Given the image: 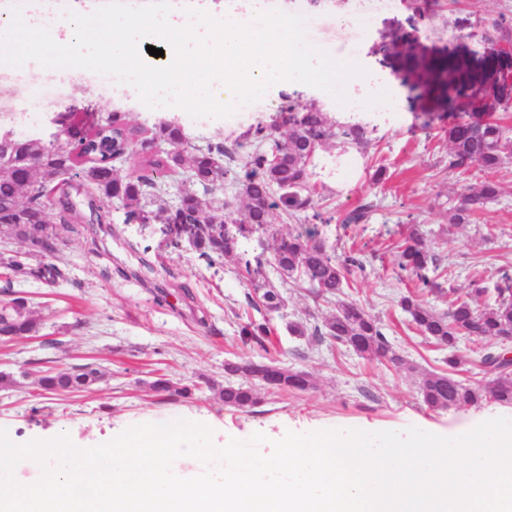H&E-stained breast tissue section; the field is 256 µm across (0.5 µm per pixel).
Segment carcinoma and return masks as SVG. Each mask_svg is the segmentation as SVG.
<instances>
[{
	"label": "carcinoma",
	"mask_w": 512,
	"mask_h": 512,
	"mask_svg": "<svg viewBox=\"0 0 512 512\" xmlns=\"http://www.w3.org/2000/svg\"><path fill=\"white\" fill-rule=\"evenodd\" d=\"M469 36L480 37L484 45L481 57L466 55L428 57L409 49L414 33L399 31L393 40L378 46V52L390 58L411 84L417 96L429 97L438 112L421 114L424 128L434 126L448 113V169L467 171L474 168L486 177L477 187L448 198V228L470 222L476 206L493 202L500 196V185L490 174L512 162V128L503 125L486 112L482 103L489 90L497 89L501 99L495 111L512 110V61L502 64L499 49L512 44V27L494 21ZM285 116L267 124L258 122L253 137L254 147L241 156L239 146L209 141L203 146L188 145L183 127L166 121L151 127L131 124L124 112H114L103 123L109 128L107 137L112 147H98L102 129L91 127L88 135L76 142L58 141L47 146L22 136L0 162V232L6 239L21 243L30 237L42 241L44 257L57 253L59 229L73 231L68 222L67 206L51 213L49 188L65 180L74 167L101 206L118 201L125 211L127 224H173L186 235L189 244L210 267L233 258L244 266L243 278L250 292L248 305L265 313L276 312L283 298L263 275L265 265L273 266L282 280L291 279L307 285L316 299L330 300L348 287L347 275L353 268H364L361 253L350 251L336 258L326 239L312 230L282 235L272 224L273 211L282 209L294 216L313 208L314 186L311 166L317 151L336 139L360 152L368 149L373 130L362 122L332 119L313 104L288 101L282 109ZM243 163L245 173L231 182L240 206L234 210L224 201L204 202L193 187L208 192L224 187L231 175V163ZM170 176L182 186L180 209L172 212L155 200L154 176ZM225 224L247 227L251 233L269 236L274 247L269 257L254 259L239 252V245L225 238L215 239L212 232ZM439 255L416 231H411L399 245L397 265L400 270L417 277L428 286L426 271L437 266ZM0 264L14 270L22 279L56 283L66 279V268L54 263L33 267L17 256L0 257ZM497 297L478 307L468 300H457L446 313L429 308L415 292L402 296L399 305L412 326L429 343L448 348L446 367L428 373L419 388L422 402L431 410L478 408L492 401L512 406V360L505 357L503 347L512 342V278L504 276L496 288ZM5 297L0 306V340L9 342L32 337L40 330V322L30 301L13 290L7 280L0 286ZM292 336L312 335L317 342L345 346L369 359H385L402 365L404 359L393 350L381 321L355 302L342 301L336 313L314 327L302 321L288 323ZM245 342L266 348L271 335L268 319L250 320L241 330ZM462 339H480L485 344L478 350L459 352ZM276 363H236L227 372L252 380L250 384L227 383L219 391L224 408L247 413L262 403L254 383L256 369ZM476 369L474 376L460 374ZM283 383L281 391H304L312 386L309 374L279 367ZM103 378L91 365L69 369L46 368L36 385L53 396H74L89 390ZM151 388L158 393L189 398L199 390L194 381L178 383L165 374L158 375Z\"/></svg>",
	"instance_id": "1"
}]
</instances>
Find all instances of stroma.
Masks as SVG:
<instances>
[{
  "instance_id": "35a3bbf8",
  "label": "stroma",
  "mask_w": 512,
  "mask_h": 512,
  "mask_svg": "<svg viewBox=\"0 0 512 512\" xmlns=\"http://www.w3.org/2000/svg\"><path fill=\"white\" fill-rule=\"evenodd\" d=\"M284 2L291 13L306 17L309 43L362 64L389 91L394 106L388 113L378 106L362 111L376 133L358 169L313 174L315 213L289 220L277 212L272 222L284 234L317 230L339 254L362 250L364 267L350 274L347 296L382 320L404 366L289 335L288 322L319 324L334 310L293 284L283 288L285 305L271 316L277 330L273 348L266 352L242 342L241 328L254 311L246 304L234 261L207 267L189 246H170L158 226L126 223L116 203L91 207L89 196L72 186L73 230L58 253L68 278L52 286L20 283L41 329L36 337L0 343V370H34L46 361L57 369L94 362L107 377L72 398L40 394L28 379L0 390V429L14 440L25 444L65 433L96 446L111 440L123 422L142 416L210 426L220 443L257 432L300 433L308 424L368 432L414 426L446 438L474 427L480 409L432 411L419 398L422 378L441 368L444 353L412 329L399 306L413 285L396 264V246L415 230L439 254L440 265L430 276L440 289L426 297L437 311L468 298L473 280L494 288L502 272L512 269V164L493 175L502 186L499 198L478 207L470 223L448 230L449 194L479 181L480 174L449 169L445 131L419 127L416 115L426 100L413 97L377 46L393 32L412 28L425 50L464 43L482 53L477 38L453 30L452 20H512V0H429L432 17L424 22L418 21L412 0H324L318 7L309 0ZM289 95L331 114L339 110L330 94L288 84L226 118L195 119L184 112L170 117L183 126L190 144L242 143L258 121L277 115ZM28 112L35 114L36 136L45 142L60 117L76 131L115 112L149 126L170 118L139 99L102 92L84 69L62 70L47 99L39 97L37 83L28 77L0 80V129L16 130ZM380 167L386 175L377 181L373 175ZM365 202L373 205L369 223L341 226L340 215ZM264 356L308 372L313 389L265 393L264 404L252 413L225 410L215 393L226 382L225 362ZM157 369L176 380L202 382L204 388L187 400L157 395L147 386Z\"/></svg>"
}]
</instances>
